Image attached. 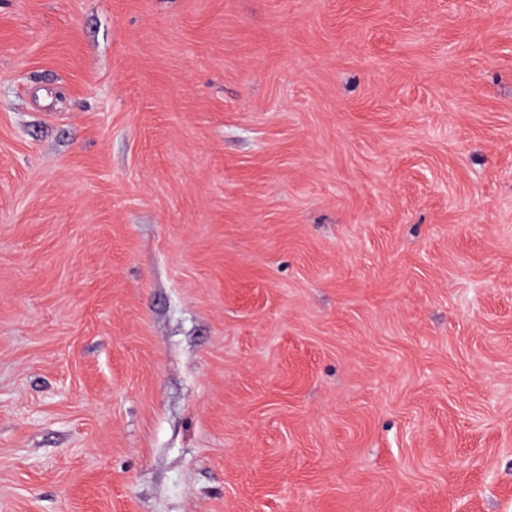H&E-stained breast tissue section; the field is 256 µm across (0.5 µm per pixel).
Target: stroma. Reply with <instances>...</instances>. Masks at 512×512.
<instances>
[{"label":"stroma","instance_id":"1","mask_svg":"<svg viewBox=\"0 0 512 512\" xmlns=\"http://www.w3.org/2000/svg\"><path fill=\"white\" fill-rule=\"evenodd\" d=\"M0 512H512V0H0Z\"/></svg>","mask_w":512,"mask_h":512}]
</instances>
